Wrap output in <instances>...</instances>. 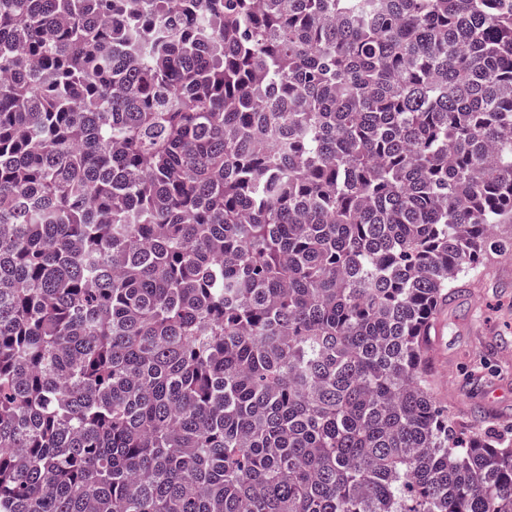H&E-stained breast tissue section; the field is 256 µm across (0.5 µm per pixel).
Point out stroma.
<instances>
[{
  "instance_id": "stroma-1",
  "label": "stroma",
  "mask_w": 512,
  "mask_h": 512,
  "mask_svg": "<svg viewBox=\"0 0 512 512\" xmlns=\"http://www.w3.org/2000/svg\"><path fill=\"white\" fill-rule=\"evenodd\" d=\"M436 357L437 398L476 427L512 425V254L485 256L443 312Z\"/></svg>"
}]
</instances>
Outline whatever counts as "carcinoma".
<instances>
[{
  "label": "carcinoma",
  "mask_w": 512,
  "mask_h": 512,
  "mask_svg": "<svg viewBox=\"0 0 512 512\" xmlns=\"http://www.w3.org/2000/svg\"><path fill=\"white\" fill-rule=\"evenodd\" d=\"M504 224L512 0H0V512H512ZM499 254L440 315L435 353L436 397L487 431L512 424V254Z\"/></svg>",
  "instance_id": "obj_1"
}]
</instances>
